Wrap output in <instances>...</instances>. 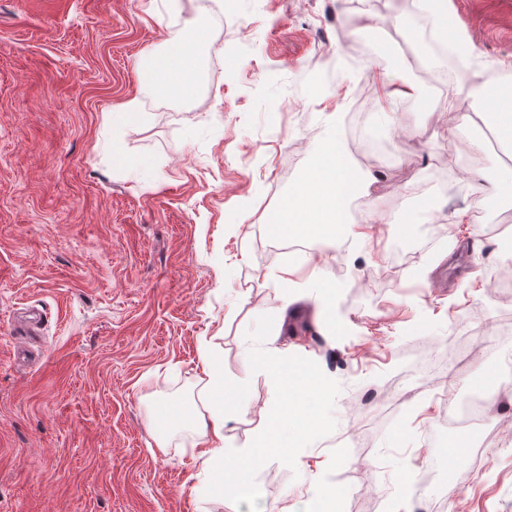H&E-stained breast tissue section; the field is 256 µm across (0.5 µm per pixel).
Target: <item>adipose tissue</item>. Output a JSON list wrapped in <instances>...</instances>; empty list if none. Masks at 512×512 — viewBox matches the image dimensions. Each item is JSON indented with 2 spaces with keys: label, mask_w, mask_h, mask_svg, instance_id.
<instances>
[{
  "label": "adipose tissue",
  "mask_w": 512,
  "mask_h": 512,
  "mask_svg": "<svg viewBox=\"0 0 512 512\" xmlns=\"http://www.w3.org/2000/svg\"><path fill=\"white\" fill-rule=\"evenodd\" d=\"M196 27H188L171 37V51L143 66L145 89L164 95H185L188 82L198 76L207 58L205 43L196 42ZM194 43L186 51V43ZM486 114L494 118L497 133L512 140V88L487 95L484 86L469 89ZM376 179L356 173L336 134H329L313 155L298 189L281 203L279 231L289 237L330 246L339 241L363 237V230L353 228L345 215V198L350 191L369 192ZM275 401L269 408L270 421L265 437H275L294 445L321 439L325 431L322 408L328 391L309 367L289 366L271 357L266 367ZM208 409L193 424L209 438L207 448L198 454L204 469L220 475L236 470V458L224 452V427L228 420V402L224 398V377L213 367H206Z\"/></svg>",
  "instance_id": "1"
}]
</instances>
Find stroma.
<instances>
[{
	"mask_svg": "<svg viewBox=\"0 0 512 512\" xmlns=\"http://www.w3.org/2000/svg\"><path fill=\"white\" fill-rule=\"evenodd\" d=\"M349 2L0 0V512H417L422 497L430 512H512V403L492 407L477 469L435 444L454 394L512 380V339L492 355L475 343L512 324V294L492 282L512 235L476 219L512 225V200L468 179L495 176L512 148L448 126L475 105L462 82L431 83L400 0H384L380 28ZM447 2L468 68H511L512 0ZM200 16L201 89L142 91L137 61ZM361 46L368 60L348 64ZM386 70L419 89L387 123L361 98ZM332 112L353 167L376 179L346 201L367 237L295 258L270 226ZM362 113L379 154L351 139ZM458 209L475 219L452 235ZM316 266L331 303L304 285ZM204 350L237 406L224 449L239 473L219 491L192 425ZM270 350L328 382V431L253 461L240 451L268 424ZM411 355L415 383L400 377ZM358 418L373 430L354 448Z\"/></svg>",
	"mask_w": 512,
	"mask_h": 512,
	"instance_id": "stroma-1",
	"label": "stroma"
}]
</instances>
